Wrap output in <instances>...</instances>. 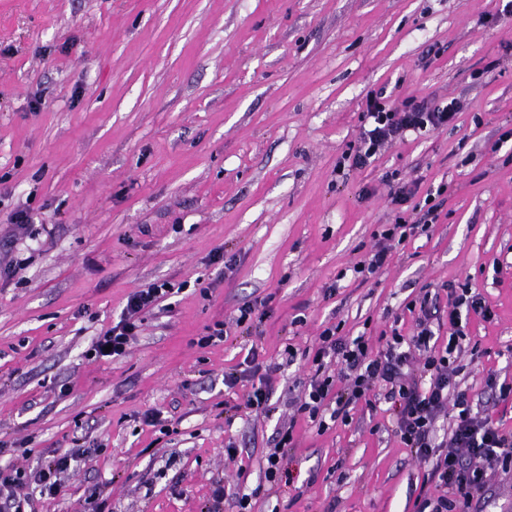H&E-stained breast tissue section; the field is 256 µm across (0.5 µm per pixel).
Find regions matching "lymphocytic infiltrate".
<instances>
[{
	"label": "lymphocytic infiltrate",
	"mask_w": 512,
	"mask_h": 512,
	"mask_svg": "<svg viewBox=\"0 0 512 512\" xmlns=\"http://www.w3.org/2000/svg\"><path fill=\"white\" fill-rule=\"evenodd\" d=\"M460 106L455 101L431 100L400 107L383 97L366 101L364 120L357 144L344 154V161L362 167L374 161L388 145L408 134L423 135L447 130L456 122ZM398 206L393 224L381 231L367 256L353 270L369 280L388 265L395 243L405 242L417 232H428L438 219L434 192L419 195L417 187L400 186L390 191ZM416 202L419 220L408 221L401 209ZM173 290L169 283L155 282L130 294L119 319L101 331L87 352L88 359L125 355L137 335L144 311L158 307ZM447 306L448 340L439 343L431 324L439 310L437 297L424 294L419 302L416 332L410 336L392 333L381 346L366 336L340 337L337 327L324 328L319 335L312 365L314 371L288 404L294 415L326 428L328 421H348L360 403L380 396L393 403V432L411 454L429 466L414 500V512H469L475 497L498 470L512 469V432H505L491 416L474 410L466 393L457 389L460 372L457 359L466 338L462 318L469 315L491 321L494 312L485 297L469 285L449 286ZM281 366L264 362L257 348H250L242 365L224 374V385L241 382L249 387L237 411L268 413L276 392L275 375ZM449 419L450 433L438 438L437 423ZM83 444H75L64 455L37 463L32 469L0 468V504L5 512H27L34 499L49 504L56 500L65 474L87 456Z\"/></svg>",
	"instance_id": "f902f5d3"
}]
</instances>
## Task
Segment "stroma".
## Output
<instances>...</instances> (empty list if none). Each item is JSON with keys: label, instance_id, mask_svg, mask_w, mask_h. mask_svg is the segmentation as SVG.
<instances>
[{"label": "stroma", "instance_id": "stroma-1", "mask_svg": "<svg viewBox=\"0 0 512 512\" xmlns=\"http://www.w3.org/2000/svg\"><path fill=\"white\" fill-rule=\"evenodd\" d=\"M501 0H0V239L34 219L0 279V467L90 454L47 512H206L250 493L292 411L226 422L225 371L251 346L297 350L277 378L305 379L324 327L411 335L407 306L467 283L495 317L470 319L460 387L512 431V17ZM454 98V126L408 136L363 168L336 162L367 95ZM44 101L34 108L35 98ZM445 186L428 235L397 245L368 282L353 273L393 223L388 176ZM167 281L125 356L93 339L136 288ZM335 295H326V288ZM265 302L257 328L239 307ZM229 336L207 347L208 326ZM160 427L144 425L148 411ZM392 403L318 432L298 419L288 479L252 512H413L428 467L387 433ZM235 443L236 459L225 449Z\"/></svg>", "mask_w": 512, "mask_h": 512}]
</instances>
